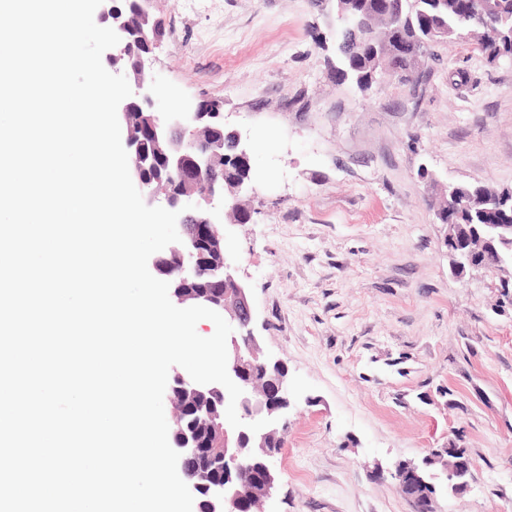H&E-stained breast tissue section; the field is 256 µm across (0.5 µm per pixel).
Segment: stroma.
Masks as SVG:
<instances>
[{
	"label": "stroma",
	"instance_id": "stroma-1",
	"mask_svg": "<svg viewBox=\"0 0 512 512\" xmlns=\"http://www.w3.org/2000/svg\"><path fill=\"white\" fill-rule=\"evenodd\" d=\"M151 7L156 111L219 101L251 147V218L221 232L291 391L262 512H411L371 471L437 448L473 463L437 512H512V269L456 272L435 217L449 183L512 187V64L456 38L365 94L324 0Z\"/></svg>",
	"mask_w": 512,
	"mask_h": 512
}]
</instances>
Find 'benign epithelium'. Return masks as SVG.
<instances>
[{
  "label": "benign epithelium",
  "instance_id": "benign-epithelium-1",
  "mask_svg": "<svg viewBox=\"0 0 512 512\" xmlns=\"http://www.w3.org/2000/svg\"><path fill=\"white\" fill-rule=\"evenodd\" d=\"M99 22L113 28L120 42L107 53L112 67L119 65L133 74L134 92L118 108V116L125 129L126 151L130 174L138 183L144 202L171 211H181V242L168 245L157 253L152 265L161 273L163 256H175L180 262L177 269L179 284L170 289V298L177 305H201L218 312L233 328L227 340V368L231 379L243 389L236 410L245 423L272 419L274 423L254 433L246 427L234 429L229 423L214 421L211 434L202 437L189 424L178 420L179 410H173L172 437L180 454V471L189 486L194 500H199L200 490L209 488L207 512H251L270 499L275 490L274 462L280 449L275 442L283 441L282 431L290 407L288 378L282 374L284 364L266 354L254 335L250 324L252 310L248 288L237 278L235 269L224 259L216 267L209 265L210 254L223 240L221 223L214 215L216 206H222L225 215L240 221L248 216L242 199L254 192L253 182L241 181L231 187L224 186V174L215 175L208 183L196 178L200 172L219 169L224 156V145L230 144L233 159L251 166V150L241 134L224 126L220 105L200 102L191 111L173 110L157 112L154 109V80L146 72V57L138 55L128 63L125 54L141 41L154 35L155 21L145 7L147 0H133L134 14L139 18L133 26L130 15L103 0ZM159 160L166 171L178 176L174 188L153 187L145 182L144 173ZM193 204L192 210L183 207ZM451 238L456 246L457 266L461 269L483 267L495 243L508 240L512 224H485L483 231L457 236L449 225ZM224 282V295L195 294L188 287L197 282L202 271ZM169 387V401H175V383H180L190 399L204 398L214 402L226 399V389L217 383L201 385L176 372ZM221 451L224 479L213 482L201 464L211 460ZM472 462L459 455L450 462L448 493L462 495L469 489ZM398 486H409L423 479L424 464L408 463L390 472Z\"/></svg>",
  "mask_w": 512,
  "mask_h": 512
}]
</instances>
